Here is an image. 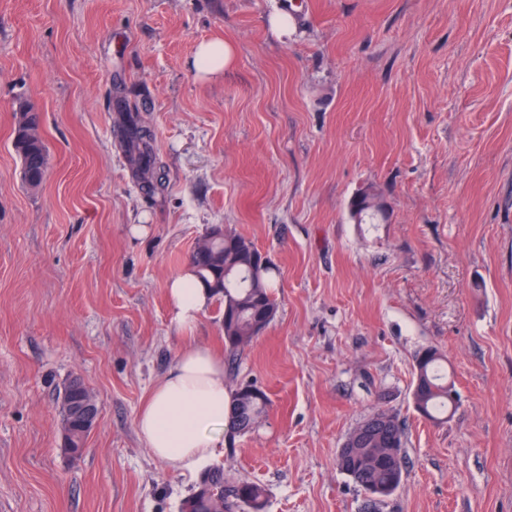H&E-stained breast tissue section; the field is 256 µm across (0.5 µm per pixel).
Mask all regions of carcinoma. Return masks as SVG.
<instances>
[{"label": "carcinoma", "mask_w": 512, "mask_h": 512, "mask_svg": "<svg viewBox=\"0 0 512 512\" xmlns=\"http://www.w3.org/2000/svg\"><path fill=\"white\" fill-rule=\"evenodd\" d=\"M124 152L145 194L152 198L162 188L153 149L154 133L143 125L139 114L125 112L119 117ZM12 147L20 160L22 180L31 190L39 189L49 166V148L42 135V114L25 100L15 112ZM358 223L378 219L381 210L375 197L367 192L356 196L350 204ZM259 250L248 239L212 227L203 243L189 256L188 264L212 296L224 302V348L231 362L237 360L244 347L262 333L276 316L278 306L269 291L268 263H260ZM442 357L437 350L423 348L415 356L413 403L429 420H440L448 414V380L443 373ZM80 391L64 388L59 405L63 447L82 448L89 436L76 420L64 411V403L79 396ZM269 399L253 385H240L232 393L226 415L227 436L248 433L257 419L267 411ZM384 414L367 431L355 427L346 436L348 454L338 468L350 476L364 491L375 486H391L378 500L369 501L366 512H378V506L390 498L404 479L405 432L389 410L376 409L366 420ZM217 490L224 498V512H265L267 494L257 482L229 480L224 468L211 467L199 476L191 493L183 500L181 512H208L209 493Z\"/></svg>", "instance_id": "1"}]
</instances>
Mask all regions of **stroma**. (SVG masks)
Masks as SVG:
<instances>
[{
    "instance_id": "stroma-1",
    "label": "stroma",
    "mask_w": 512,
    "mask_h": 512,
    "mask_svg": "<svg viewBox=\"0 0 512 512\" xmlns=\"http://www.w3.org/2000/svg\"><path fill=\"white\" fill-rule=\"evenodd\" d=\"M0 0V512H180L196 476L134 426L188 345L224 347L211 301L191 338L169 281L215 225L269 262L278 311L227 389L271 401L216 459L264 486L267 512H362L337 467L372 409L407 437L379 512H512V0ZM224 40L222 74L196 46ZM50 164L29 190L11 146L19 101ZM155 133L148 199L120 105ZM373 192L384 224L350 203ZM448 359L447 422L412 400L414 357ZM95 393L84 451L58 396ZM232 58V49L224 41L202 42L195 53V66L199 73L214 75L224 71ZM72 388L81 387L82 382L75 379L71 381ZM70 386L64 387V395L59 405V414L61 420V431L63 437L64 450L68 452V448H83L84 443L89 436L87 430L91 433L97 426L100 412L97 402L92 394L75 402V414L82 420L85 429L72 417L64 411L65 402L72 400L80 395L79 390H73Z\"/></svg>"
}]
</instances>
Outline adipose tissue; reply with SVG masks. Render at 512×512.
Returning a JSON list of instances; mask_svg holds the SVG:
<instances>
[{
	"mask_svg": "<svg viewBox=\"0 0 512 512\" xmlns=\"http://www.w3.org/2000/svg\"><path fill=\"white\" fill-rule=\"evenodd\" d=\"M167 295L179 331H193L211 301L191 270L174 277ZM230 394L224 387V361L207 347L184 350L176 364L150 390L135 421L154 457L185 473H196L216 455Z\"/></svg>",
	"mask_w": 512,
	"mask_h": 512,
	"instance_id": "ef3b65f1",
	"label": "adipose tissue"
}]
</instances>
